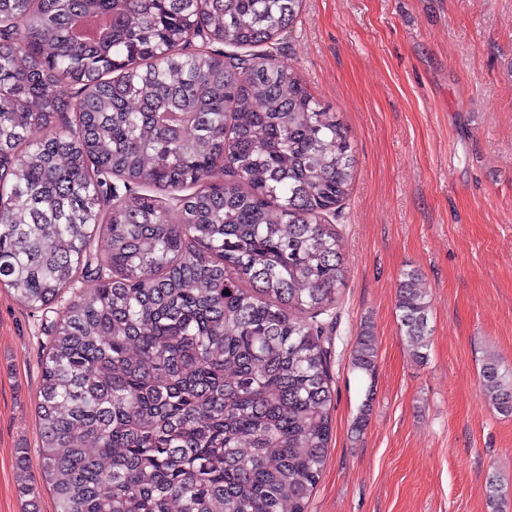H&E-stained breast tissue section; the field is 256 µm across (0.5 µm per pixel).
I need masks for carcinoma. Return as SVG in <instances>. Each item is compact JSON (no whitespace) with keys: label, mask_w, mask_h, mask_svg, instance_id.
Instances as JSON below:
<instances>
[{"label":"carcinoma","mask_w":512,"mask_h":512,"mask_svg":"<svg viewBox=\"0 0 512 512\" xmlns=\"http://www.w3.org/2000/svg\"><path fill=\"white\" fill-rule=\"evenodd\" d=\"M301 2L0 0V284L55 314L30 506L44 484L56 512H306L334 395L316 318L346 278L328 217L354 146L292 67L184 52L275 41ZM418 280L397 310L422 359ZM375 358L366 331L352 362ZM481 382L512 415V369L488 356Z\"/></svg>","instance_id":"obj_1"}]
</instances>
